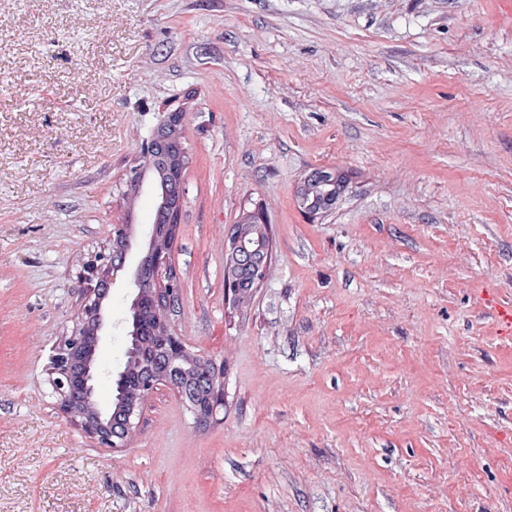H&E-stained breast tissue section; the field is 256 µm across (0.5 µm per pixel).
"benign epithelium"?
<instances>
[{
  "instance_id": "1",
  "label": "benign epithelium",
  "mask_w": 512,
  "mask_h": 512,
  "mask_svg": "<svg viewBox=\"0 0 512 512\" xmlns=\"http://www.w3.org/2000/svg\"><path fill=\"white\" fill-rule=\"evenodd\" d=\"M155 133H150L143 143V160L130 171V183L136 185V193L153 197L161 193L160 186L147 174L152 166ZM177 226L170 224L167 233L160 235L154 227L140 231L148 255L152 257L153 275L150 287L144 288L139 281L141 265L135 263L128 271V283L134 290L130 310L149 300L155 310V333L162 342L164 354L172 361H194L211 385L220 384V376L211 361L190 352L180 337L168 326L169 317L179 302L176 274L169 264V251ZM127 249H113L100 253L83 265V278L87 282L79 308V325L70 336L63 339L52 356V384L60 396V410L78 423L82 431L102 448H124L134 432L136 420L160 386H166L181 397H186L177 383L173 371L152 373L133 384H125L128 370L113 375L119 383L122 403L125 407L123 427L114 430L107 425L112 406L103 407L96 397L98 379L97 351L107 336L110 297L114 275L125 268Z\"/></svg>"
}]
</instances>
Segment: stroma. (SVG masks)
Segmentation results:
<instances>
[{
	"instance_id": "35a3bbf8",
	"label": "stroma",
	"mask_w": 512,
	"mask_h": 512,
	"mask_svg": "<svg viewBox=\"0 0 512 512\" xmlns=\"http://www.w3.org/2000/svg\"><path fill=\"white\" fill-rule=\"evenodd\" d=\"M179 109L171 326L223 371L122 451L51 387L83 263L150 221L130 169ZM346 172L335 206L298 198ZM263 212L265 278L224 297ZM512 0H0V512H512ZM112 288L98 399L125 361ZM484 306L494 309L498 333L509 336L512 333V306L501 305L495 295L484 298Z\"/></svg>"
}]
</instances>
